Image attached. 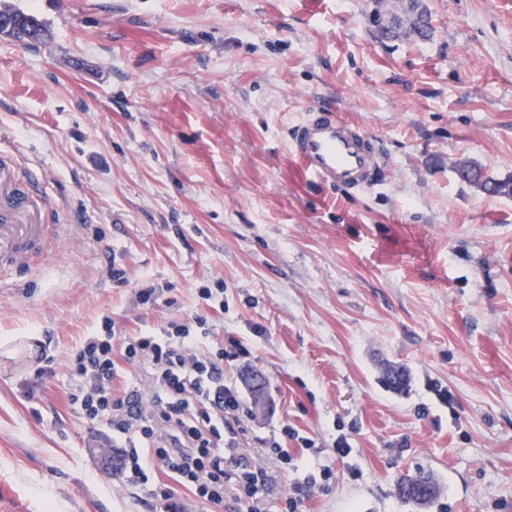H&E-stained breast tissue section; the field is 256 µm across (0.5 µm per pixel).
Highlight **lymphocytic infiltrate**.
Returning <instances> with one entry per match:
<instances>
[{"label":"lymphocytic infiltrate","instance_id":"1","mask_svg":"<svg viewBox=\"0 0 512 512\" xmlns=\"http://www.w3.org/2000/svg\"><path fill=\"white\" fill-rule=\"evenodd\" d=\"M205 318L168 322L160 336H119L111 318L85 338L67 363L69 400L89 423L108 431L128 483L148 486L161 472L202 501L246 497L247 512H267L256 485L288 453L274 446L259 457L240 453L246 412L238 388L224 379V350L205 345ZM142 371L140 385L115 393L113 353Z\"/></svg>","mask_w":512,"mask_h":512}]
</instances>
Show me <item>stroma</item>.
Returning <instances> with one entry per match:
<instances>
[{"label":"stroma","mask_w":512,"mask_h":512,"mask_svg":"<svg viewBox=\"0 0 512 512\" xmlns=\"http://www.w3.org/2000/svg\"><path fill=\"white\" fill-rule=\"evenodd\" d=\"M424 2L433 39L385 44L373 0H0L47 31L0 36V158L59 231L0 280V512H157L64 364L103 316L197 314L226 380H267L240 446L288 451L272 512L311 474L300 512H512V196L455 174L512 178V0ZM311 106L364 125L381 185L303 175L286 131ZM420 472L418 509L396 480ZM26 14V13H25ZM42 24L32 15L26 14L22 27L15 32L6 34L22 42H35L39 43L44 40L45 30Z\"/></svg>","instance_id":"1"}]
</instances>
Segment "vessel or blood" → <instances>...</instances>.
<instances>
[{"label": "vessel or blood", "mask_w": 512, "mask_h": 512, "mask_svg": "<svg viewBox=\"0 0 512 512\" xmlns=\"http://www.w3.org/2000/svg\"><path fill=\"white\" fill-rule=\"evenodd\" d=\"M289 152L305 176L324 187L351 193L378 185L385 158L376 140L361 124L343 119L338 111L308 109L291 129ZM39 197L20 180L16 169L0 162V274L28 268L52 233L41 223Z\"/></svg>", "instance_id": "b4317fda"}]
</instances>
